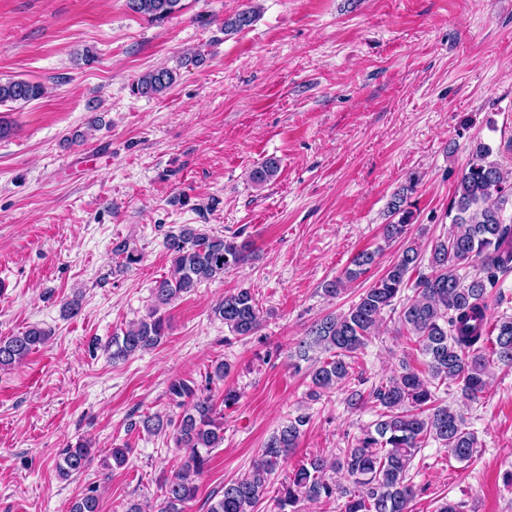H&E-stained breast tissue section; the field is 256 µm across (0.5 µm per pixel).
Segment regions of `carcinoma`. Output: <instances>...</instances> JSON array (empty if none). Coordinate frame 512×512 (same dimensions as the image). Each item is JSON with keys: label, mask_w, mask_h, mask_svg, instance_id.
<instances>
[{"label": "carcinoma", "mask_w": 512, "mask_h": 512, "mask_svg": "<svg viewBox=\"0 0 512 512\" xmlns=\"http://www.w3.org/2000/svg\"><path fill=\"white\" fill-rule=\"evenodd\" d=\"M133 13L161 22L183 9L182 0H126ZM257 16L248 7L224 20V31L233 32L253 24ZM177 73L157 68L140 76L133 88L141 96L160 94L173 86ZM45 95V87L25 79L0 80V106L28 103ZM492 147L472 142L467 166L461 174L450 210L455 212L452 230L444 239L431 242V273L419 280L416 297L400 302L412 273L421 263V245L407 239L413 211L408 198L415 193L418 178L409 175L392 195L387 206L391 220L383 225L386 242L401 243L396 258L372 285L364 289L348 310L330 313L317 321L300 340L296 356L310 359L309 352L321 349L330 357L315 361L309 376L311 396L335 389L348 381L358 351L366 345L384 314L395 310L402 327L416 337L426 357L425 369L408 362L383 379L372 392L380 407L378 418L362 429L355 445L334 459L312 454L295 467L275 499L278 512H298L301 501L330 502L340 493L346 497L344 512H409L416 489L409 476L414 458L429 441L447 449L460 463L477 454V440L464 427L452 406L438 396L443 386H456L462 398L478 400L486 389L485 368L489 357L512 367V316L495 317L491 305L499 304V275L512 271V168L491 159ZM278 172L269 159L250 172L251 181L264 185ZM171 261L170 274L156 281L154 305L147 315L121 336L112 337L108 348L112 360H124L151 349L166 336L163 309L207 281L224 278L251 257L250 245L186 227L165 237ZM378 252L357 253L342 276L329 281L325 293L334 297L375 264ZM476 273L463 271L473 262ZM215 317L235 336H251L262 321L261 311L248 289L224 296L213 308ZM49 332L38 325L0 339V368L21 363L43 346ZM170 394L181 412L173 418L146 416L142 429L160 434L173 428L175 447L182 451L178 471L164 479L161 512H185L198 491L197 478L204 471L213 449L224 442L223 414L207 396L196 394L183 380L172 383ZM309 416L302 414L274 432L262 449L253 471L224 483L222 497L208 512H255L267 494L270 476L297 447L302 427ZM92 446L78 443L63 450L60 474L70 477L90 463ZM69 512H99V500L86 494L72 501Z\"/></svg>", "instance_id": "carcinoma-1"}]
</instances>
